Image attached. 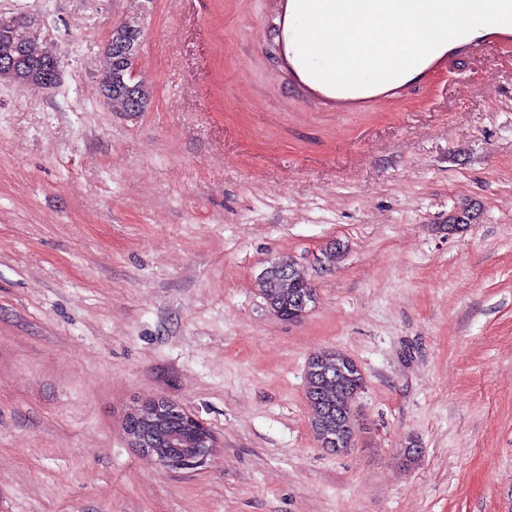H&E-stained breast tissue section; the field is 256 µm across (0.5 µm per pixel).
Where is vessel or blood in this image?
I'll use <instances>...</instances> for the list:
<instances>
[{
  "mask_svg": "<svg viewBox=\"0 0 512 512\" xmlns=\"http://www.w3.org/2000/svg\"><path fill=\"white\" fill-rule=\"evenodd\" d=\"M512 41L511 24H493L485 26L482 33H467L453 39L451 44L441 45L426 56L420 63L423 70L430 71L440 63L446 62L451 49L466 46L476 47L481 57L490 56L498 44ZM292 67L305 88L314 92L323 105L343 112L365 108L381 102L384 99L401 94L407 87L405 77L379 84L376 88L336 89L313 78L304 68L300 59H293Z\"/></svg>",
  "mask_w": 512,
  "mask_h": 512,
  "instance_id": "vessel-or-blood-1",
  "label": "vessel or blood"
}]
</instances>
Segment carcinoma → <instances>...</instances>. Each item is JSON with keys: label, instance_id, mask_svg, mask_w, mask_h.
Here are the masks:
<instances>
[{"label": "carcinoma", "instance_id": "obj_1", "mask_svg": "<svg viewBox=\"0 0 512 512\" xmlns=\"http://www.w3.org/2000/svg\"><path fill=\"white\" fill-rule=\"evenodd\" d=\"M20 31L0 33V55L18 51ZM26 60L16 69L13 83L20 86L31 76V64L38 58V47L27 41ZM268 307L288 316L295 302H315V288L304 270L290 271L284 278L275 272L258 284ZM365 378L357 362L340 349L312 354L306 365V397L314 411L310 426L314 437L327 450L341 454L354 447L359 415L354 409L356 396L364 389Z\"/></svg>", "mask_w": 512, "mask_h": 512}]
</instances>
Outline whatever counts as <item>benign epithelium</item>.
<instances>
[{
	"label": "benign epithelium",
	"instance_id": "1",
	"mask_svg": "<svg viewBox=\"0 0 512 512\" xmlns=\"http://www.w3.org/2000/svg\"><path fill=\"white\" fill-rule=\"evenodd\" d=\"M140 29L129 21L114 24L105 43L112 52V61L123 70L126 79L120 90L123 101L121 108L128 112L144 111V103L138 81V59L141 50ZM40 66L34 78L48 84L60 79L59 62L54 54L39 57ZM178 414L191 428L189 438L180 437L171 441L161 436L169 414ZM126 432L130 443L154 455L159 462L171 471L195 470L206 464L212 457L217 441L212 431L191 413L165 401H151L149 407L128 416Z\"/></svg>",
	"mask_w": 512,
	"mask_h": 512
}]
</instances>
